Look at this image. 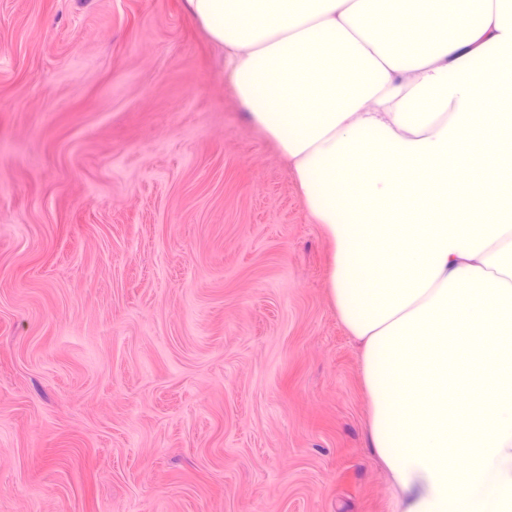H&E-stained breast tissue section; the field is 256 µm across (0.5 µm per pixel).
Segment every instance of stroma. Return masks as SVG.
<instances>
[{
	"label": "stroma",
	"instance_id": "obj_1",
	"mask_svg": "<svg viewBox=\"0 0 512 512\" xmlns=\"http://www.w3.org/2000/svg\"><path fill=\"white\" fill-rule=\"evenodd\" d=\"M332 253L185 0H0V512H391Z\"/></svg>",
	"mask_w": 512,
	"mask_h": 512
}]
</instances>
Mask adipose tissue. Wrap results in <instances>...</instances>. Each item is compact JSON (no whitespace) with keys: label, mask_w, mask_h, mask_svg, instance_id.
<instances>
[{"label":"adipose tissue","mask_w":512,"mask_h":512,"mask_svg":"<svg viewBox=\"0 0 512 512\" xmlns=\"http://www.w3.org/2000/svg\"><path fill=\"white\" fill-rule=\"evenodd\" d=\"M334 244L392 512H512V0H186Z\"/></svg>","instance_id":"obj_1"}]
</instances>
